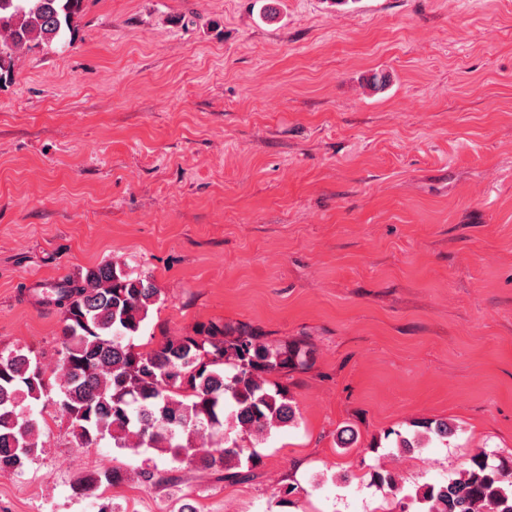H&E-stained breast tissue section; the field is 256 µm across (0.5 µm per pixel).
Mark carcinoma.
I'll return each instance as SVG.
<instances>
[{"label": "carcinoma", "instance_id": "obj_1", "mask_svg": "<svg viewBox=\"0 0 512 512\" xmlns=\"http://www.w3.org/2000/svg\"><path fill=\"white\" fill-rule=\"evenodd\" d=\"M83 2L0 0V85L11 80L22 51L74 33ZM50 293L62 315L56 354L63 375L54 386L31 350L0 352V473L24 469L41 451L38 436L48 420L33 411L38 402L53 407L81 448L108 440L133 453L153 448L181 465L194 462L196 438L207 433L221 452L202 462L224 480L241 479L258 462L233 430L266 437L296 419L287 388L270 376L308 369L306 341L271 345L250 326L208 323L138 351L134 339L158 297L147 278L100 264L51 285ZM421 428L410 436L390 428L383 436L410 452L424 436L446 442L456 433L443 419ZM365 476L391 499L390 512H512V459L485 452L447 484L419 485L412 493L392 472ZM124 478L120 470L93 475L80 480L77 491L113 487ZM303 492L296 484L282 486L278 506L296 504Z\"/></svg>", "mask_w": 512, "mask_h": 512}]
</instances>
